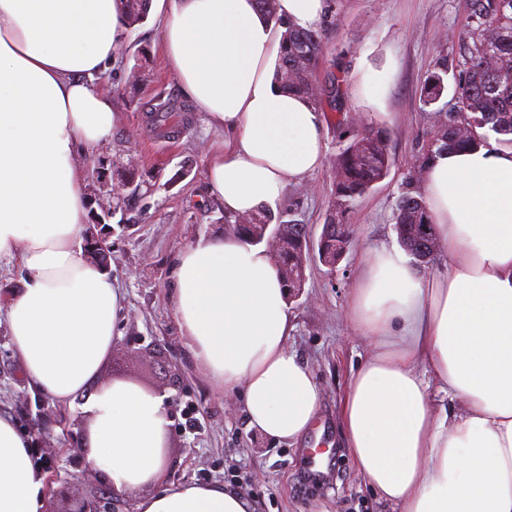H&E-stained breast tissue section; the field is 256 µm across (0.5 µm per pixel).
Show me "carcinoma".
Here are the masks:
<instances>
[{
	"mask_svg": "<svg viewBox=\"0 0 512 512\" xmlns=\"http://www.w3.org/2000/svg\"><path fill=\"white\" fill-rule=\"evenodd\" d=\"M150 0H120L128 26L144 22ZM467 24L457 33L459 57L456 66L464 78L455 83L457 111L436 107L447 89L448 61H443L422 90L424 107L434 114L430 133L414 162L423 173L437 155L449 150L474 149L508 138L512 142V0H467ZM324 48L322 33L290 25L283 34L282 50L274 72L285 90L308 99L321 109L336 105L343 95L345 76L335 74L318 82L315 70ZM174 110L160 102L150 111V120L160 135L172 132ZM388 133L367 128L342 149L334 171V204L323 224L317 246L327 259L340 261L349 250L347 229L336 220L338 211L389 174L392 158ZM272 214L263 208L247 216L224 215V223L250 244L262 243L268 230L288 234V244L277 253L287 288H297L300 271L307 262L304 245L309 238L305 224L271 227ZM396 231L403 249L417 262L433 256L437 241L423 196L407 191L396 206Z\"/></svg>",
	"mask_w": 512,
	"mask_h": 512,
	"instance_id": "1",
	"label": "carcinoma"
}]
</instances>
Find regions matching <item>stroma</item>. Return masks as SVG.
<instances>
[{
	"mask_svg": "<svg viewBox=\"0 0 512 512\" xmlns=\"http://www.w3.org/2000/svg\"><path fill=\"white\" fill-rule=\"evenodd\" d=\"M465 24V0H330L320 23L318 74L345 69L342 111L324 112L323 165L288 186L275 217L307 225L319 237L331 210L336 157L357 130L385 128L393 165L344 211L353 243L339 264L330 269L317 255L307 259L303 294L291 305L288 346L313 371L321 400L314 427L292 443L250 430L240 399L210 383L182 336L171 302L176 255L230 231L205 179L207 148L224 134L197 111L187 113L177 139L151 131L148 109L156 99L182 105L187 98L162 58L159 21L151 16L127 29L100 82L117 112L112 134L82 156L89 220L112 229L109 265L123 294L99 380L126 379L165 395L172 419L165 482L217 483L250 499L256 512H388L339 447L336 416L351 371L367 352L348 320L349 291L372 247L397 246L401 194L422 189L412 177L430 129L420 92L440 59L452 63L449 82L460 78L455 36ZM118 185L122 195L112 197ZM80 407L77 400L57 402L31 382L0 316V413L33 436L47 487L100 498L110 485L87 468L76 445Z\"/></svg>",
	"mask_w": 512,
	"mask_h": 512,
	"instance_id": "stroma-1",
	"label": "stroma"
}]
</instances>
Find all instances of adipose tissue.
<instances>
[{
	"instance_id": "ef3b65f1",
	"label": "adipose tissue",
	"mask_w": 512,
	"mask_h": 512,
	"mask_svg": "<svg viewBox=\"0 0 512 512\" xmlns=\"http://www.w3.org/2000/svg\"><path fill=\"white\" fill-rule=\"evenodd\" d=\"M149 10L168 69L229 134L208 148L211 194L230 215L275 208L323 165L321 112L273 72L285 24L315 26L327 0H277L276 22L256 0H151ZM126 28L118 0H0V262L27 271L0 313L43 393L85 395L83 458L118 494L136 493V512H255L218 485H164V396L98 381L123 296L81 246L77 156L112 132V98L96 81ZM422 192L450 266L426 278L402 252H370L349 294L368 351L341 402L344 446L393 512H512V145L437 156ZM175 278V316L211 382L240 395L263 437L304 436L321 390L288 349L291 304L274 256L217 235L178 253ZM30 443L0 416V512H42Z\"/></svg>"
}]
</instances>
